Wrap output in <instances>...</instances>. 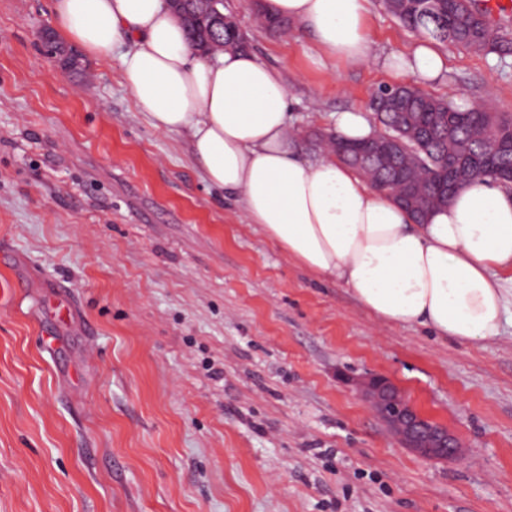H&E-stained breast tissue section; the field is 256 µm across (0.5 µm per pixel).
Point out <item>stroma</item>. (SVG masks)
Here are the masks:
<instances>
[{"mask_svg":"<svg viewBox=\"0 0 512 512\" xmlns=\"http://www.w3.org/2000/svg\"><path fill=\"white\" fill-rule=\"evenodd\" d=\"M291 87L313 162L379 67L224 0ZM53 0H0V512H512V274L492 343L385 321L302 268L155 129L119 55L63 68ZM377 52L418 39L371 0ZM434 96L512 113V68L447 47ZM381 374L459 439L402 447L355 389Z\"/></svg>","mask_w":512,"mask_h":512,"instance_id":"1","label":"stroma"}]
</instances>
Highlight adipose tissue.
<instances>
[{
  "label": "adipose tissue",
  "instance_id": "obj_1",
  "mask_svg": "<svg viewBox=\"0 0 512 512\" xmlns=\"http://www.w3.org/2000/svg\"><path fill=\"white\" fill-rule=\"evenodd\" d=\"M369 0H268L314 38L319 62L379 63L393 82L432 86L448 56L428 41L377 57ZM60 35L91 57L121 56L122 78L151 125L186 134L205 182L240 195L289 258L351 288L386 321L420 324L459 342L499 338L512 272V186L475 178L426 223H414L330 154L299 157L284 79L248 51L196 58L168 0H54Z\"/></svg>",
  "mask_w": 512,
  "mask_h": 512
}]
</instances>
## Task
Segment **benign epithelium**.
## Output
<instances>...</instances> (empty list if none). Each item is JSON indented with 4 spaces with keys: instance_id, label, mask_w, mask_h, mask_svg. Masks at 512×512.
<instances>
[{
    "instance_id": "obj_1",
    "label": "benign epithelium",
    "mask_w": 512,
    "mask_h": 512,
    "mask_svg": "<svg viewBox=\"0 0 512 512\" xmlns=\"http://www.w3.org/2000/svg\"><path fill=\"white\" fill-rule=\"evenodd\" d=\"M396 153L397 142L382 146L372 140L358 156L361 160L371 158L388 166ZM359 395L398 442L420 458L443 462L458 458L460 444L456 436L445 425L424 415L387 377L377 374L363 377L359 382Z\"/></svg>"
}]
</instances>
